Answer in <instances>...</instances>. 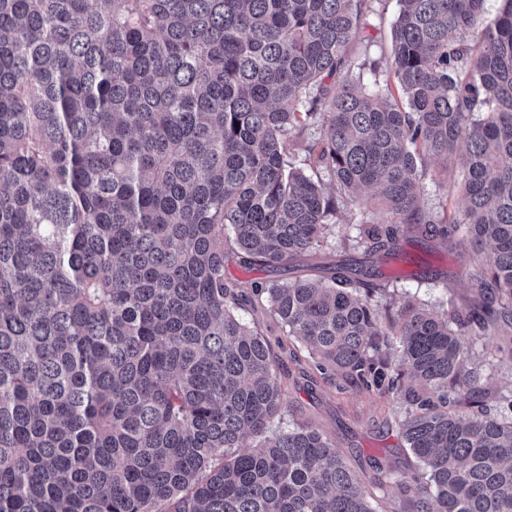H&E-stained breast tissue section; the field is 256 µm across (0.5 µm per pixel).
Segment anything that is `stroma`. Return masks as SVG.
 Listing matches in <instances>:
<instances>
[{
  "label": "stroma",
  "instance_id": "35a3bbf8",
  "mask_svg": "<svg viewBox=\"0 0 512 512\" xmlns=\"http://www.w3.org/2000/svg\"><path fill=\"white\" fill-rule=\"evenodd\" d=\"M397 0H375L366 17V32L372 37L369 51L353 46L356 60L364 56L378 59L391 52V29L398 13ZM424 205L432 210H460L463 197L449 190L445 164L433 157L424 174ZM389 217L383 209L369 205L366 210L342 212L336 223L328 225L324 253L332 256L358 255V240L363 223L385 224ZM400 245L409 256L399 280L369 297L372 308L380 315L399 323L407 306H423L446 318L471 296L476 262L465 247L452 250L427 247L417 243L412 233L400 234ZM224 277L240 283L243 289L252 285L286 282L287 271H273L259 266H245L232 243L224 245ZM245 321H258L259 329L269 342L279 366L278 375L284 390L286 408L281 425L285 428L307 426L327 436L337 452L369 485L376 504L383 512H407L410 493L395 480L383 479L373 484L374 476L390 468L403 474L415 470V458L407 447L401 424L408 411L406 402L371 389L366 390L344 380L331 381L321 375L306 350L287 339L281 323L259 308H245ZM497 336L473 337L469 365L479 371L480 385L488 400L503 417L512 416V357L500 349Z\"/></svg>",
  "mask_w": 512,
  "mask_h": 512
}]
</instances>
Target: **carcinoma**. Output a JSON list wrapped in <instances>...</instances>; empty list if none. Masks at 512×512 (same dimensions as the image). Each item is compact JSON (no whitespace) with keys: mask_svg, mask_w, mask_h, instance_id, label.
I'll list each match as a JSON object with an SVG mask.
<instances>
[{"mask_svg":"<svg viewBox=\"0 0 512 512\" xmlns=\"http://www.w3.org/2000/svg\"><path fill=\"white\" fill-rule=\"evenodd\" d=\"M372 2L0 0V512H377L276 422L254 303L321 373L410 404V512H512V418L467 366L474 336L512 355V0L478 41L485 0H399L390 58L358 63ZM430 156L458 160L453 218L423 205ZM366 189L390 221L360 258L225 280L224 237L286 267ZM402 227L494 258L451 319L391 333L367 295Z\"/></svg>","mask_w":512,"mask_h":512,"instance_id":"cac0c4a2","label":"carcinoma"}]
</instances>
